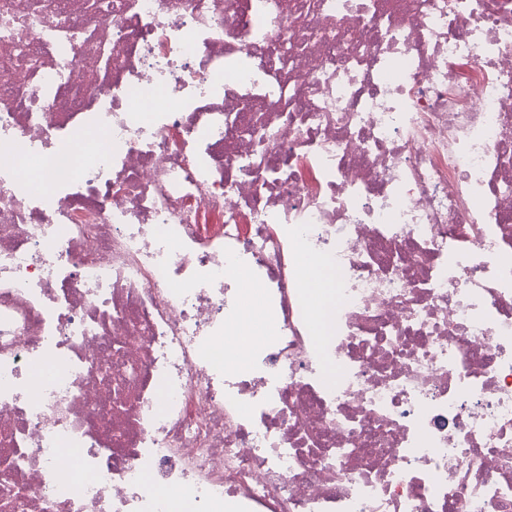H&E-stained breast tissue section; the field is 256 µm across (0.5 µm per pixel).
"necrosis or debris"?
<instances>
[{
  "label": "necrosis or debris",
  "mask_w": 512,
  "mask_h": 512,
  "mask_svg": "<svg viewBox=\"0 0 512 512\" xmlns=\"http://www.w3.org/2000/svg\"><path fill=\"white\" fill-rule=\"evenodd\" d=\"M174 497L512 512V0H0V512Z\"/></svg>",
  "instance_id": "necrosis-or-debris-1"
}]
</instances>
